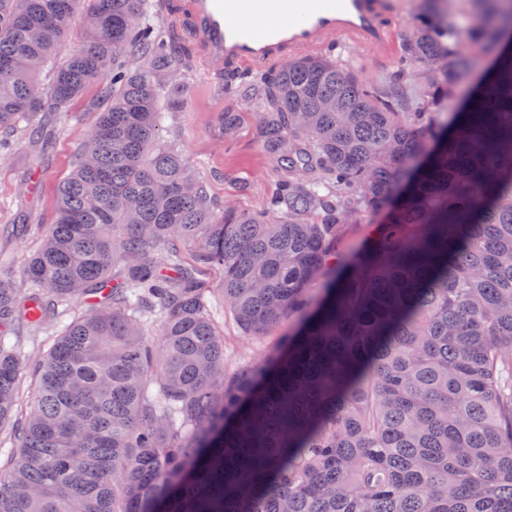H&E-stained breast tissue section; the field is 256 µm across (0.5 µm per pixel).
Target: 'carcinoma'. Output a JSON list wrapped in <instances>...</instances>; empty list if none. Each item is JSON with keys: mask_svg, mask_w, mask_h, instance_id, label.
<instances>
[{"mask_svg": "<svg viewBox=\"0 0 512 512\" xmlns=\"http://www.w3.org/2000/svg\"><path fill=\"white\" fill-rule=\"evenodd\" d=\"M434 2L399 71L427 69L431 105L471 62L461 44L498 40L487 17L512 26V0H471L480 23L452 48ZM146 3L0 0L1 131L66 112L100 82L24 287L0 259V427L13 444L0 512H512V54L445 125L405 111L401 84L381 94L323 55L225 76L242 102L264 101L257 133L283 173L264 209L239 211L161 141L186 58L146 23ZM79 13L84 42L69 48ZM59 55L46 93L38 76ZM380 210L336 274L350 224ZM211 269L248 338L304 314L271 364L227 367L199 279ZM96 295L19 409V338Z\"/></svg>", "mask_w": 512, "mask_h": 512, "instance_id": "obj_1", "label": "carcinoma"}]
</instances>
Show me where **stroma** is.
<instances>
[{"instance_id":"obj_1","label":"stroma","mask_w":512,"mask_h":512,"mask_svg":"<svg viewBox=\"0 0 512 512\" xmlns=\"http://www.w3.org/2000/svg\"><path fill=\"white\" fill-rule=\"evenodd\" d=\"M494 60L492 51H482L474 55L466 72L454 76L452 96L437 107L439 118H450L462 111ZM186 82L188 90L181 108L165 113L160 131L162 141L183 155L191 174L205 183L212 197L230 207L262 210L279 177L274 160L264 151L257 135L255 113L262 110V103L257 101L245 107L229 93L223 100H216L212 81L195 59L189 62ZM99 88V82L88 84L69 112L52 118L54 132L50 145L33 140L31 134L18 132L13 136V151L0 155V252L10 256L14 272H21L38 250L42 232L54 218L57 185L72 171L74 156L96 118L95 113L86 111L85 105L96 97ZM228 112L243 115L229 142L224 139V115ZM15 228L22 229L21 237H12ZM202 279L208 305L224 329L227 363L259 366L275 358L280 338L295 331L300 315L285 318L267 336L245 338L232 316L224 312L218 275L208 271ZM64 327L62 321H49L40 330L21 336V403H28L34 393L35 364Z\"/></svg>"}]
</instances>
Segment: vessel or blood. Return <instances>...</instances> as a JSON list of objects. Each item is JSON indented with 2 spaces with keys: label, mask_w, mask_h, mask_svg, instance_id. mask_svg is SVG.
<instances>
[{
  "label": "vessel or blood",
  "mask_w": 512,
  "mask_h": 512,
  "mask_svg": "<svg viewBox=\"0 0 512 512\" xmlns=\"http://www.w3.org/2000/svg\"><path fill=\"white\" fill-rule=\"evenodd\" d=\"M400 0H184L181 22L204 72L277 64L306 52L366 51L395 59L389 24Z\"/></svg>",
  "instance_id": "vessel-or-blood-1"
}]
</instances>
